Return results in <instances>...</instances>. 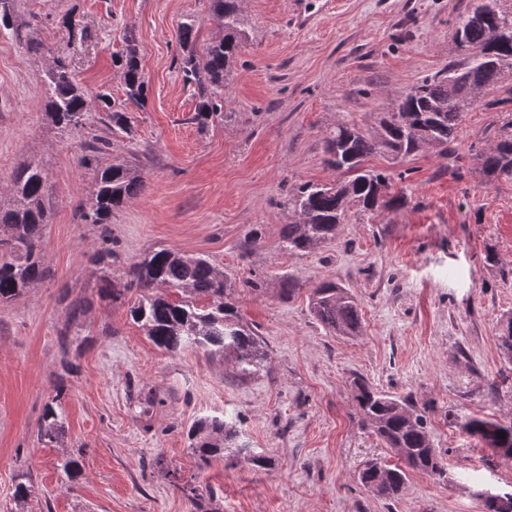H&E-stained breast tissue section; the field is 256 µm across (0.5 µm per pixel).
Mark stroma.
Segmentation results:
<instances>
[{
    "instance_id": "obj_1",
    "label": "stroma",
    "mask_w": 512,
    "mask_h": 512,
    "mask_svg": "<svg viewBox=\"0 0 512 512\" xmlns=\"http://www.w3.org/2000/svg\"><path fill=\"white\" fill-rule=\"evenodd\" d=\"M469 4L335 0L319 14L315 0H242L246 39L224 97L228 118L202 129L179 63L184 26L199 46L221 32L209 0H15L17 29L0 30V206L17 168L38 162L50 185L49 275L0 303V512H194L195 486L209 488V512H485L483 492L512 493V462L461 429L468 417L512 419V363L496 343L512 316V181L488 180L476 157L493 122L512 119V79L464 113L456 160L432 150L394 165L369 158L405 192L403 207L350 214L335 240L307 254L285 253L280 240L289 189L339 177L324 162L327 129L344 120L373 130L404 91L464 63L452 30ZM306 12L312 20L297 25ZM127 27L149 85L144 107L128 109L131 134L113 135L98 106L81 131H60L44 109L50 56L121 105L114 58ZM21 33L49 54L28 51ZM95 134L146 181L105 228L83 217L95 174L78 159ZM106 242L125 266L161 245L209 255L268 344V373L243 382L232 362L154 346L127 303L99 297L91 255ZM323 281L357 299L361 336L330 334L313 316L309 295ZM357 375L425 415L443 475L408 471L395 499L360 485L365 461L395 456L352 400ZM57 380L65 433L45 444L36 431ZM147 393L156 400L144 414ZM206 416L235 422L271 468L217 460L199 469L187 430ZM73 454L82 472L68 488L57 463ZM23 473L32 493L20 504L12 492Z\"/></svg>"
}]
</instances>
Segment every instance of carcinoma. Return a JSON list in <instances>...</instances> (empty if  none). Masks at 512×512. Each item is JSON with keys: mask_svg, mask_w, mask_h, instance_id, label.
I'll return each instance as SVG.
<instances>
[{"mask_svg": "<svg viewBox=\"0 0 512 512\" xmlns=\"http://www.w3.org/2000/svg\"><path fill=\"white\" fill-rule=\"evenodd\" d=\"M210 9L222 35L198 49L193 45L192 28L186 25L183 30L186 55L181 70L184 79L196 86L192 121L202 128L224 118L226 76L242 49L243 35L240 0H210ZM489 17L512 27V12L502 10L499 0H472L471 9L457 23L465 34L467 62L423 79L395 101L392 111L380 113L377 125L382 128L381 138L340 121L326 130V163L342 178L331 186L302 183L284 196L281 206L293 218L280 229L284 251L310 253L335 239L339 225L345 223L353 208L360 213L377 214L405 203L402 194L390 196L385 204L374 197L376 186L390 187L392 174L366 165L367 158L379 154L395 162L427 149H436L448 157L462 114L512 74V42L499 47L497 66H491L486 59L485 52L494 40ZM123 43L116 63L123 73L124 106L140 108L148 98L149 86L133 30H125ZM459 72L465 76L464 81L448 85V76ZM45 85V111L62 131L82 127L86 112L96 103L110 112L112 133L131 134L125 111L115 109L106 93L89 95L64 59H53ZM106 145L107 140L95 135L89 152L79 158L80 165L95 170V189L84 213L93 224L109 223L112 212L136 198L145 186L141 169L129 160L115 157L106 164L100 163ZM478 161L489 180H512V119L498 128L493 142L478 154ZM9 193L14 199L13 207L0 208L1 303L22 296L46 277L41 250L42 227L48 219V183L41 165L30 162L19 169ZM94 259L103 265V296L113 302L134 298L128 309L130 319L159 349L174 355L196 347L213 358L230 359L241 381L268 370L267 343L244 320L233 298L235 285L209 257L160 247L131 264L118 279L112 275L111 264L118 261L114 251L101 249L94 253ZM309 306L328 331L349 337L361 334L360 306L341 285L318 284L309 296ZM497 342L503 358L512 363V318L506 320ZM54 389L55 396L44 405L37 430L38 440L44 442L57 441L65 428L63 383H55ZM351 395L367 425L386 447L404 450L399 456L400 466L378 459L363 464L358 479L365 490L391 499L404 491L407 467L442 474V460L423 414L405 400L374 389L360 377L352 380ZM462 430L502 460L512 461V421L468 417L462 422ZM502 431L504 438L498 437ZM187 438L200 466L224 459L229 450L255 467L271 465L269 457L253 452L240 439L235 425L221 417L198 419L189 427Z\"/></svg>", "mask_w": 512, "mask_h": 512, "instance_id": "1", "label": "carcinoma"}]
</instances>
